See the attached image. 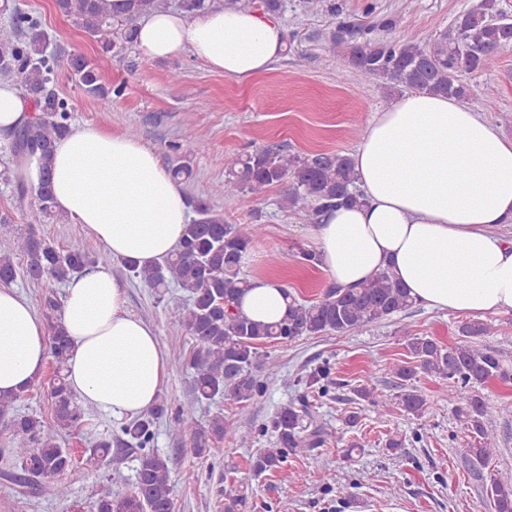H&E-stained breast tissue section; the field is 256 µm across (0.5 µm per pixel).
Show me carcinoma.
Returning <instances> with one entry per match:
<instances>
[{
  "label": "carcinoma",
  "instance_id": "obj_1",
  "mask_svg": "<svg viewBox=\"0 0 512 512\" xmlns=\"http://www.w3.org/2000/svg\"><path fill=\"white\" fill-rule=\"evenodd\" d=\"M60 14L85 33L100 48L98 56H77L69 63L75 83L97 100L99 110H111L110 91L102 83V73L112 67V59L123 58L134 43L138 20L168 8V0H55ZM512 45V19L498 8L497 0H480L461 12L448 29L420 43L410 36L397 39L347 44L336 40V48L346 55V63L360 81L385 80L407 90L448 96L466 107L472 102L475 85L471 79L490 71L501 51ZM59 67L55 55L47 52L46 33L38 19L14 12L11 22L0 26V83L18 85L31 99L40 115L16 129L8 153L22 156L38 152L51 161L54 146L70 131V113L66 100L50 89ZM224 183L213 194L233 196L264 194L269 188H284L282 205L305 214L316 224L325 211L363 200L355 190L353 162L342 150L291 154L279 148L262 147L240 154L228 162ZM0 176L13 184L21 201L31 196L33 204L21 213L28 230L13 229L14 212L0 210V284L9 285L18 274L30 281L66 282L81 275L90 266L111 267L117 277L135 278L155 293L164 295L174 286L180 289L186 304L179 315L174 334L188 332L196 342L188 367L194 370L193 400L214 401L231 397L240 409L249 406L263 381L278 372V362L263 347L291 341L302 336L344 334L392 318L415 306V301L400 283L382 273L360 288L344 290L329 286L313 300H301L286 292L290 302L287 314L278 322L265 323L242 315L237 305L249 288V278L241 272L243 255L260 236V224H229L221 214L205 208L201 217L187 225L174 255L161 263L139 267L127 260L115 261L107 253L91 255L80 250H64L53 240L40 235L35 225L48 220L62 221L54 210L50 178L32 188L13 176L10 169ZM23 260L18 264L16 259ZM494 333L491 324L472 321L460 328V341L443 346L429 336H410L406 347L413 364H398L394 374L400 386L404 409L420 416L426 401L416 387L408 386L418 372L448 380L454 391H464L456 417L471 434L484 438L488 427L499 417L512 416V403L489 405L479 387L490 379L509 381L512 371L498 352L482 343ZM50 347L53 376L49 383L52 422L34 414L16 412L20 396L0 394V418L11 432L7 459L20 472L14 481L32 495L44 492L66 501L71 496L64 476L78 469L98 472L109 456L112 436H104L84 449L78 457L62 446L60 434L85 425L86 411L67 383V362L71 342L61 321L51 323ZM307 388L323 396L333 384L331 368L325 364L305 380ZM362 400H370L385 413L388 401L367 385L355 389ZM166 412L157 402L141 416L125 420L117 443L136 461L132 483L110 475L103 478L91 512H174V485L170 460L154 449L157 422ZM309 413L304 405L285 406L277 413L271 428L274 447L264 448L256 457L252 471L259 476L277 469L288 456L309 460L313 467L321 463L319 448L326 443L328 431L319 427L305 432L303 420ZM177 422L189 437L191 451L198 458L212 452L210 443L224 441L228 428L224 416L215 415L204 425L192 414L180 411ZM498 449L478 441L469 445L464 457L479 476L489 475L491 507L494 512H512V474L495 472L491 465ZM54 476L47 487L42 476ZM247 496L241 486L224 491V512H242Z\"/></svg>",
  "mask_w": 512,
  "mask_h": 512
}]
</instances>
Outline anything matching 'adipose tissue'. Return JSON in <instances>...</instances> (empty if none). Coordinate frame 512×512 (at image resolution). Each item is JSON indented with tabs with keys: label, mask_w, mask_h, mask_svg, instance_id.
Segmentation results:
<instances>
[{
	"label": "adipose tissue",
	"mask_w": 512,
	"mask_h": 512,
	"mask_svg": "<svg viewBox=\"0 0 512 512\" xmlns=\"http://www.w3.org/2000/svg\"><path fill=\"white\" fill-rule=\"evenodd\" d=\"M135 46L152 59L194 56L225 76L267 72L284 49L283 29L252 9L167 10L140 22ZM34 117L16 87L0 84V146ZM366 205L323 215L312 233L333 284L356 288L388 272L424 307L470 316L512 312V140L454 99L409 92L375 112L352 155ZM53 168L55 208L115 258L152 265L174 253L192 216L158 155L139 141L74 127L51 161L19 158L39 186ZM125 281L104 269L74 278L61 322L72 342L69 382L98 410L132 418L155 405L167 358L151 324L126 313ZM288 300L274 278H253L240 311L280 320ZM50 354L45 321L18 289L0 287V394L25 393Z\"/></svg>",
	"instance_id": "1"
}]
</instances>
